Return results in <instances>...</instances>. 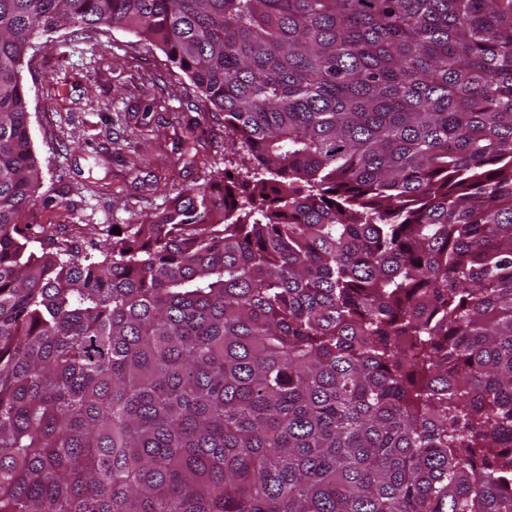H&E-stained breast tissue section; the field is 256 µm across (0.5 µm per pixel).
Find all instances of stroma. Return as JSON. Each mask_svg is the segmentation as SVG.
<instances>
[{
	"mask_svg": "<svg viewBox=\"0 0 512 512\" xmlns=\"http://www.w3.org/2000/svg\"><path fill=\"white\" fill-rule=\"evenodd\" d=\"M23 81L49 199L25 223L84 241L93 226L137 223L228 164L223 113L126 29L58 31Z\"/></svg>",
	"mask_w": 512,
	"mask_h": 512,
	"instance_id": "obj_1",
	"label": "stroma"
}]
</instances>
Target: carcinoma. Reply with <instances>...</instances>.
Wrapping results in <instances>:
<instances>
[{
  "instance_id": "carcinoma-1",
  "label": "carcinoma",
  "mask_w": 512,
  "mask_h": 512,
  "mask_svg": "<svg viewBox=\"0 0 512 512\" xmlns=\"http://www.w3.org/2000/svg\"><path fill=\"white\" fill-rule=\"evenodd\" d=\"M67 26L161 48L243 174L23 223ZM0 512H512V0H0Z\"/></svg>"
}]
</instances>
